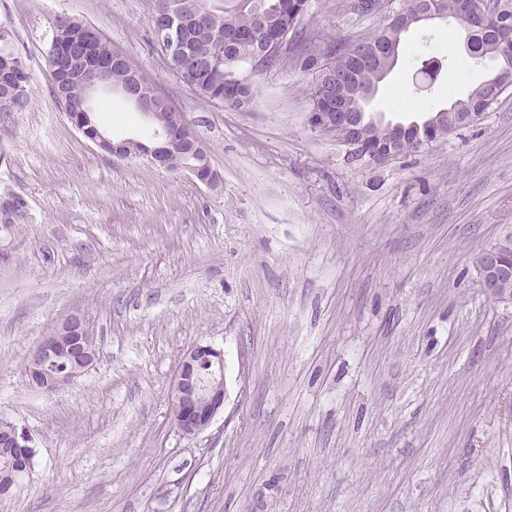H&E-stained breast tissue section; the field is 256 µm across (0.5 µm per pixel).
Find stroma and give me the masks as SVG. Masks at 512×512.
<instances>
[{
  "label": "stroma",
  "mask_w": 512,
  "mask_h": 512,
  "mask_svg": "<svg viewBox=\"0 0 512 512\" xmlns=\"http://www.w3.org/2000/svg\"><path fill=\"white\" fill-rule=\"evenodd\" d=\"M309 0L324 43L378 12ZM152 0H0L32 74L0 125V418L28 433L34 471L0 512H512V297H488L476 255L512 235V88L480 120L380 166L308 124L311 73L242 67L245 110L205 103L163 63ZM94 27L183 112L221 176L101 152L51 91L57 16ZM451 21L413 27L371 112L409 123L496 68ZM443 69L431 89L424 61ZM80 313L99 359L67 388L25 365ZM224 353V407L183 436L178 361ZM12 197L13 195L10 193H5L3 197L1 196L0 203L2 206H7L8 203L12 201ZM24 208V202L18 196H14L9 210L4 211L2 208H0L1 228L8 230L14 224H17L18 221L23 217L22 215L24 213Z\"/></svg>",
  "instance_id": "stroma-1"
}]
</instances>
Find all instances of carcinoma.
Segmentation results:
<instances>
[{
    "mask_svg": "<svg viewBox=\"0 0 512 512\" xmlns=\"http://www.w3.org/2000/svg\"><path fill=\"white\" fill-rule=\"evenodd\" d=\"M179 14L190 15L198 10L204 12L209 35L201 36L191 28L179 32L185 50L171 59V69L186 78L195 93L211 105L229 104L238 109H247L254 101L251 84L238 74V68L248 66L256 70V64L268 66H296L315 73V80L328 79L336 73L350 72L354 80L339 89V98L348 106L356 105L375 83L382 72L391 71L389 52L385 48L396 45L402 35L403 26L411 18L413 0H404L402 11L387 18L371 35L346 42L325 46L316 42L303 29L301 13L307 12L308 0H266L268 20L260 25L252 8L253 0H240L231 10L210 5L209 0H162ZM503 32L497 24L470 31L472 48L482 59L487 56L512 67V58L506 60L500 54L498 39ZM88 46L95 59L112 63L113 78L129 80L135 72L131 63L112 50L100 34L90 25L70 16L59 17L52 30L47 52L48 67L52 70V92L67 112L79 111L81 88L75 81L70 62L62 53H73ZM32 76L22 61L7 47V34L0 31V123L13 112L25 111L31 103L30 83ZM21 85L26 89L20 98L11 97V88ZM139 111L152 113L150 125L165 124L178 137L183 133L182 123L177 121V109L153 89L141 91ZM486 97L484 85L474 87L469 94L456 100V106L468 111L472 105H480ZM322 133L347 144L362 141L377 152L391 149L405 152V147L394 142L383 126L370 128L360 134L348 128L334 125L323 126ZM24 213V202L13 198L10 209L0 208V227L7 230L18 223Z\"/></svg>",
    "mask_w": 512,
    "mask_h": 512,
    "instance_id": "carcinoma-1",
    "label": "carcinoma"
}]
</instances>
